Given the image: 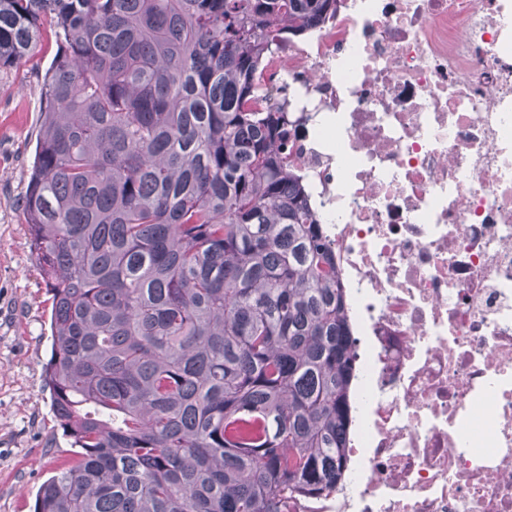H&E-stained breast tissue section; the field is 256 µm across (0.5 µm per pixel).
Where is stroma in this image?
<instances>
[{
  "label": "stroma",
  "instance_id": "1",
  "mask_svg": "<svg viewBox=\"0 0 512 512\" xmlns=\"http://www.w3.org/2000/svg\"><path fill=\"white\" fill-rule=\"evenodd\" d=\"M57 50L46 27L26 57L0 67V512H33L39 487L78 459L45 385L52 301L21 206L41 135L43 77Z\"/></svg>",
  "mask_w": 512,
  "mask_h": 512
}]
</instances>
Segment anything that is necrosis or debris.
<instances>
[{"label": "necrosis or debris", "instance_id": "4bbe7bcc", "mask_svg": "<svg viewBox=\"0 0 512 512\" xmlns=\"http://www.w3.org/2000/svg\"><path fill=\"white\" fill-rule=\"evenodd\" d=\"M283 81L356 338L345 486L297 512H512V0H338Z\"/></svg>", "mask_w": 512, "mask_h": 512}]
</instances>
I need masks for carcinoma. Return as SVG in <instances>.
Listing matches in <instances>:
<instances>
[{
    "label": "carcinoma",
    "instance_id": "obj_1",
    "mask_svg": "<svg viewBox=\"0 0 512 512\" xmlns=\"http://www.w3.org/2000/svg\"><path fill=\"white\" fill-rule=\"evenodd\" d=\"M335 0H0V67L48 25L23 200L45 368L80 459L33 512H290L336 492L354 343L288 165L266 54Z\"/></svg>",
    "mask_w": 512,
    "mask_h": 512
}]
</instances>
